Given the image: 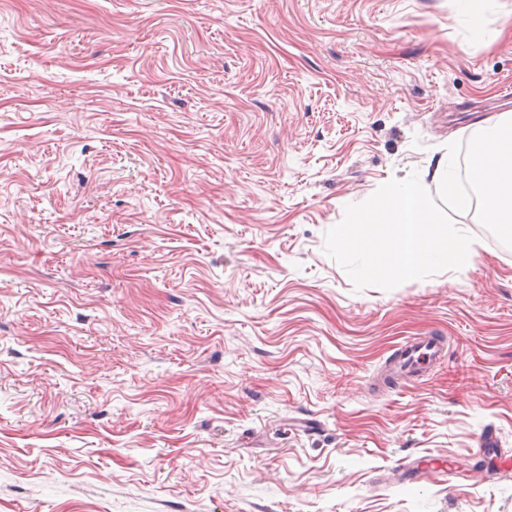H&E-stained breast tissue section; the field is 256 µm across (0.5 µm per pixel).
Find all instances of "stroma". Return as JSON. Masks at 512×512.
Returning <instances> with one entry per match:
<instances>
[{
  "instance_id": "35a3bbf8",
  "label": "stroma",
  "mask_w": 512,
  "mask_h": 512,
  "mask_svg": "<svg viewBox=\"0 0 512 512\" xmlns=\"http://www.w3.org/2000/svg\"><path fill=\"white\" fill-rule=\"evenodd\" d=\"M511 111L512 0H0V512H512V241L427 173ZM414 172L475 254L355 288ZM403 356L390 361L389 371L401 373V376L418 379L428 368L439 362L444 356V340L434 336L415 339L404 345Z\"/></svg>"
}]
</instances>
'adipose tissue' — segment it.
I'll use <instances>...</instances> for the list:
<instances>
[{
    "label": "adipose tissue",
    "instance_id": "obj_1",
    "mask_svg": "<svg viewBox=\"0 0 512 512\" xmlns=\"http://www.w3.org/2000/svg\"><path fill=\"white\" fill-rule=\"evenodd\" d=\"M479 197L455 195L458 209L479 207L482 220L512 237V113L481 119L468 157Z\"/></svg>",
    "mask_w": 512,
    "mask_h": 512
}]
</instances>
